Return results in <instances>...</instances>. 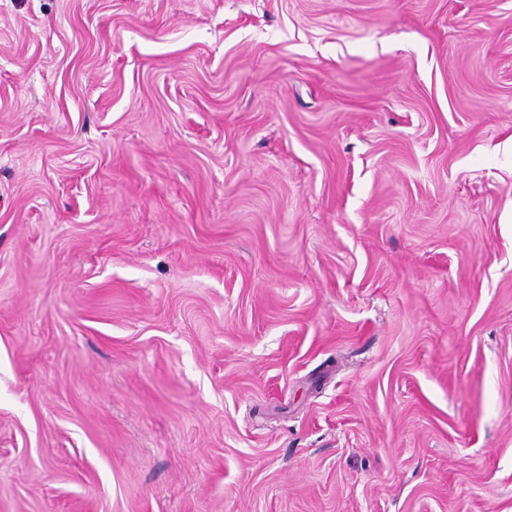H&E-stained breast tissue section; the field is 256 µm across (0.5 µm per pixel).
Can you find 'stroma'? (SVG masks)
<instances>
[{"mask_svg": "<svg viewBox=\"0 0 512 512\" xmlns=\"http://www.w3.org/2000/svg\"><path fill=\"white\" fill-rule=\"evenodd\" d=\"M0 512H512V0H0Z\"/></svg>", "mask_w": 512, "mask_h": 512, "instance_id": "stroma-1", "label": "stroma"}]
</instances>
